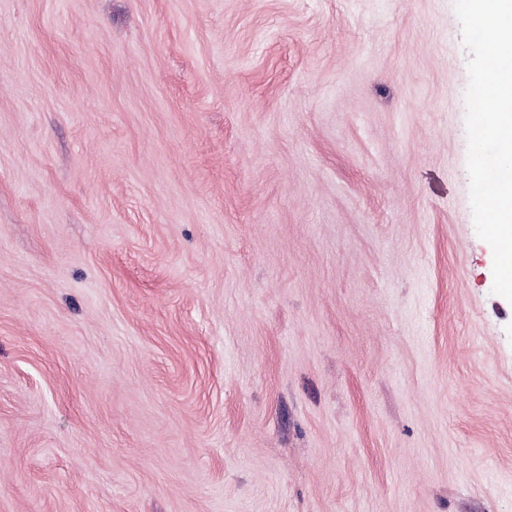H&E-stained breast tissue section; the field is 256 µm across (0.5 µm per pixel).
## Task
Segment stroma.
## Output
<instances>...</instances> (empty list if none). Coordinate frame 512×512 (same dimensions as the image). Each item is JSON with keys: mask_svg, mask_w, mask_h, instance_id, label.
Returning a JSON list of instances; mask_svg holds the SVG:
<instances>
[{"mask_svg": "<svg viewBox=\"0 0 512 512\" xmlns=\"http://www.w3.org/2000/svg\"><path fill=\"white\" fill-rule=\"evenodd\" d=\"M454 0H0V512H512V303Z\"/></svg>", "mask_w": 512, "mask_h": 512, "instance_id": "35a3bbf8", "label": "stroma"}]
</instances>
